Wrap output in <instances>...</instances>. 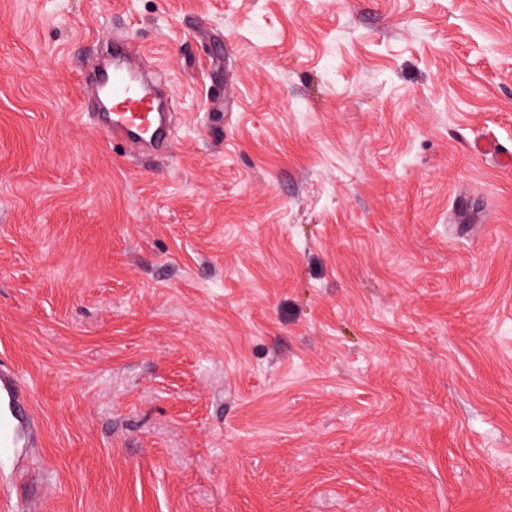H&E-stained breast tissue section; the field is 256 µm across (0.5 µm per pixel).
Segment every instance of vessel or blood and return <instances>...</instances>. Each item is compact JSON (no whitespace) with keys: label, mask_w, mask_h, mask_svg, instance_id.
<instances>
[{"label":"vessel or blood","mask_w":512,"mask_h":512,"mask_svg":"<svg viewBox=\"0 0 512 512\" xmlns=\"http://www.w3.org/2000/svg\"><path fill=\"white\" fill-rule=\"evenodd\" d=\"M112 40V61L98 65L85 91L105 109L113 139L142 154L165 149L173 139L172 107L142 75L139 51L121 35ZM31 411L29 391L16 373L0 368V449L19 447L18 430Z\"/></svg>","instance_id":"1"}]
</instances>
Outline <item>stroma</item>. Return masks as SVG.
Instances as JSON below:
<instances>
[{
  "mask_svg": "<svg viewBox=\"0 0 512 512\" xmlns=\"http://www.w3.org/2000/svg\"><path fill=\"white\" fill-rule=\"evenodd\" d=\"M168 76L134 157L109 30ZM512 0H0V361L38 512H512ZM112 62L96 67L84 88L103 109L112 140L130 152L144 154L165 149L173 139L172 106L160 100L142 75L141 53L114 32ZM30 411V395L24 380L0 367V452L3 448H24L18 430L26 426Z\"/></svg>",
  "mask_w": 512,
  "mask_h": 512,
  "instance_id": "obj_1",
  "label": "stroma"
}]
</instances>
